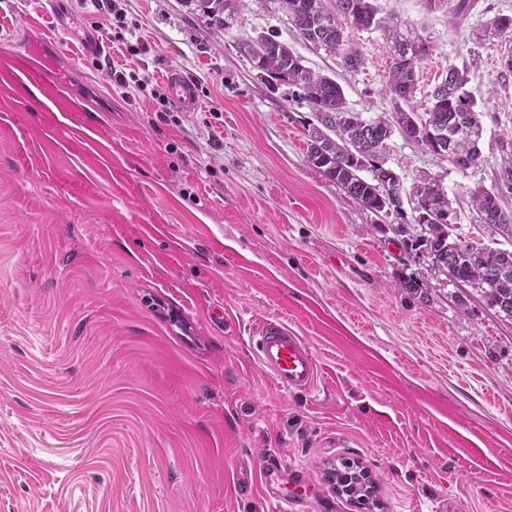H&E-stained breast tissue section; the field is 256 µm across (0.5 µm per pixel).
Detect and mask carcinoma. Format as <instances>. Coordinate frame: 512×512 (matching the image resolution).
Wrapping results in <instances>:
<instances>
[{
	"label": "carcinoma",
	"instance_id": "cac0c4a2",
	"mask_svg": "<svg viewBox=\"0 0 512 512\" xmlns=\"http://www.w3.org/2000/svg\"><path fill=\"white\" fill-rule=\"evenodd\" d=\"M188 10L208 23L226 30L237 22L239 0H182ZM279 4L298 36L322 48L355 69L362 64L352 48L354 30L379 29L391 43L386 92L394 101L391 116L365 120L348 109L341 86L332 78L315 73L300 56L277 40L260 35L238 44V51L251 68L265 75L270 86L288 85L312 109L322 131L309 130L307 159L336 182L348 197L376 216L392 210L398 219L395 231L410 250H425L444 263L459 280L481 293L485 304L512 318V249L500 248L494 236L512 241V210L503 206L496 192L478 187L470 191V203L493 238L470 242L452 237L457 210L441 179L421 175L410 187L400 176L382 170L392 136L426 148L430 133H439L454 152L430 154L460 169L487 162L479 149L483 126L477 101L468 90V70L448 67L441 82L422 100L416 99L419 70L432 46L410 22L377 16L372 0H268ZM512 35V17L501 15L484 25L483 36ZM409 209H404V205Z\"/></svg>",
	"mask_w": 512,
	"mask_h": 512
}]
</instances>
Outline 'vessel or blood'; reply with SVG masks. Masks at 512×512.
Wrapping results in <instances>:
<instances>
[{"label": "vessel or blood", "mask_w": 512, "mask_h": 512, "mask_svg": "<svg viewBox=\"0 0 512 512\" xmlns=\"http://www.w3.org/2000/svg\"><path fill=\"white\" fill-rule=\"evenodd\" d=\"M172 103L191 110L196 105L193 85L179 73L169 72ZM0 91L9 96L0 105V126L15 130L21 137L19 167H29L46 145L64 146L80 157L97 149L104 161L112 159V130L94 119L85 98L77 91L59 63L52 39L10 55L0 66ZM52 183H64L71 197L91 196L95 187L78 171L49 172ZM254 348L263 372L284 393L307 392L318 378V363L307 342L288 325L276 319L260 323ZM261 486L282 512H315L307 499L284 494L282 464L264 457L260 464Z\"/></svg>", "instance_id": "1"}]
</instances>
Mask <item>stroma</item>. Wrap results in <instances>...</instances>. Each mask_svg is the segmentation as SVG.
<instances>
[{
	"label": "stroma",
	"mask_w": 512,
	"mask_h": 512,
	"mask_svg": "<svg viewBox=\"0 0 512 512\" xmlns=\"http://www.w3.org/2000/svg\"><path fill=\"white\" fill-rule=\"evenodd\" d=\"M59 2V45L112 23ZM121 4L130 36L106 50L148 77L146 92L125 96L92 56L73 81L138 160V205L165 221L118 223L133 205L94 159L55 148L46 165L18 168L0 130V512H274L258 479L267 455L309 469L312 496L334 512H361L336 491L342 459L368 471L370 512H512V319L427 272L389 221L309 164L313 112L236 49L276 34L368 120L394 110L384 32H352L363 63L348 69L265 0H240L226 30L181 0ZM374 4L433 45L419 95L448 66L468 69L487 159L460 170L397 137L388 164L407 185L441 177L458 236L488 240L469 193L495 189L499 143L512 140V78L500 77L512 45L475 33L511 16L512 0H471L461 17L424 0ZM49 11L0 0V54ZM172 69L194 84L197 109L173 107ZM49 168L79 171L96 195L73 199L46 182ZM422 271L424 292L400 289ZM269 317L316 354L313 391L282 393L262 371L250 344Z\"/></svg>",
	"instance_id": "obj_1"
}]
</instances>
